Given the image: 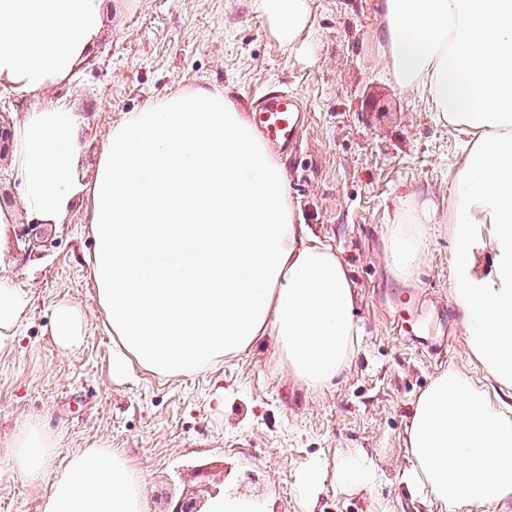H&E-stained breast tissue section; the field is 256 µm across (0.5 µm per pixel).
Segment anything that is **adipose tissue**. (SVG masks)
<instances>
[{
	"mask_svg": "<svg viewBox=\"0 0 512 512\" xmlns=\"http://www.w3.org/2000/svg\"><path fill=\"white\" fill-rule=\"evenodd\" d=\"M293 44L306 0H252ZM388 74L438 113L465 148L448 196L452 295L470 352L512 393V0H378ZM104 24L103 0H0V94L70 83ZM80 116L55 102L14 127L12 165L25 211L63 223L91 205L90 267L114 338L113 375L210 369L274 337L296 382L318 389L359 345L355 289L339 252L295 221L284 169L224 91L146 102L115 124L92 181L79 175ZM435 212L407 198L385 237L387 267L411 280ZM493 252L478 276L474 250ZM28 295L0 276V350L13 347ZM56 345L79 347L76 307L56 305ZM401 483L444 512L512 507V413L456 367L415 400ZM56 448L37 421L13 435V469L38 481ZM382 474L366 452L338 458L336 481L367 488ZM142 476L118 450L84 448L56 468L42 512H144Z\"/></svg>",
	"mask_w": 512,
	"mask_h": 512,
	"instance_id": "adipose-tissue-1",
	"label": "adipose tissue"
}]
</instances>
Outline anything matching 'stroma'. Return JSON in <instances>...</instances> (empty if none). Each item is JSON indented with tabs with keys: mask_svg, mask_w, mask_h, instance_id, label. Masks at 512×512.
I'll return each instance as SVG.
<instances>
[{
	"mask_svg": "<svg viewBox=\"0 0 512 512\" xmlns=\"http://www.w3.org/2000/svg\"><path fill=\"white\" fill-rule=\"evenodd\" d=\"M309 24L281 42L251 0H105V25L65 95L83 119L80 167L92 177L114 124L146 101L197 87L225 91L242 112L258 94L287 91L307 108L302 138L281 155L296 220L342 256L357 292L361 344L319 390L290 378L274 337L192 375L137 368L112 374V338L87 263L90 209L38 235L13 236L0 261L30 297L21 341L0 350V512H39L47 481L32 484L5 448L27 421L56 439V460L83 448L120 450L144 481L147 512H171L183 494L248 490L268 512H422L399 483L412 403L448 366L483 386L451 291L447 225L427 227L422 264L408 282L385 263L387 226L409 196L443 206L460 144L415 93L399 89L380 56L377 0H307ZM448 312L446 347L396 336L408 295ZM78 308L80 348L57 347L56 304ZM224 408L215 410V387ZM363 450L382 471L368 489L336 483V461ZM321 461L316 503L302 497L303 469Z\"/></svg>",
	"mask_w": 512,
	"mask_h": 512,
	"instance_id": "1",
	"label": "stroma"
}]
</instances>
